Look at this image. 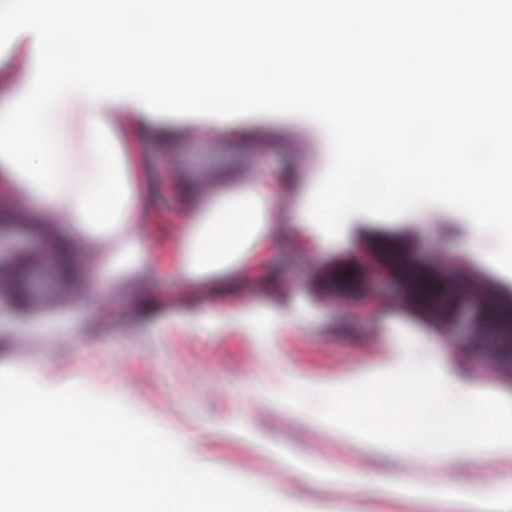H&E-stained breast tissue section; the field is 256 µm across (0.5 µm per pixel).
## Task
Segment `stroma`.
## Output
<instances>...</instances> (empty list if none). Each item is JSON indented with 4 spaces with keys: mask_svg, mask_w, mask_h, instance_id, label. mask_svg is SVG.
<instances>
[{
    "mask_svg": "<svg viewBox=\"0 0 512 512\" xmlns=\"http://www.w3.org/2000/svg\"><path fill=\"white\" fill-rule=\"evenodd\" d=\"M251 137L240 143L221 133L202 135L184 124L173 151L149 143L141 150L152 165L154 210L181 207L166 173L211 189L225 171L248 182L256 169L291 174L283 193L296 207L313 193L330 162L327 136L314 121L276 115L245 118ZM470 221L448 208L425 205L394 220L352 215L341 236L328 239L315 225L290 226L262 253L250 282L238 283L229 299H212V324L186 319V288L164 269L152 268L114 287L96 291L79 278L64 302L43 300L31 314L14 315L0 291V366L40 373L59 387L78 381L89 391L120 399L175 440L191 443L189 459L227 475H247L274 491L301 500L313 512H421L407 498L406 483L445 482L460 488L477 483L485 470L495 488L512 476V461L424 462L411 449L382 452L361 448L348 437L288 415L284 395L292 380H328L375 366L404 343L427 356L436 343L422 307L400 303L394 282L383 285L373 304L355 295L337 297L341 276L362 266L381 242L431 272L437 256L502 282L487 259L496 239L473 241ZM261 306L262 320L245 327L225 319L227 306ZM452 364L488 388L512 393V374L486 348L455 344ZM235 417L267 434L273 447L260 448L225 432ZM331 462L347 480L320 482L291 470L288 454Z\"/></svg>",
    "mask_w": 512,
    "mask_h": 512,
    "instance_id": "35a3bbf8",
    "label": "stroma"
}]
</instances>
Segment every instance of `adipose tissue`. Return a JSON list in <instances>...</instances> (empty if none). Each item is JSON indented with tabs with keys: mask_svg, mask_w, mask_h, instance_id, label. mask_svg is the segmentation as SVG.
Masks as SVG:
<instances>
[{
	"mask_svg": "<svg viewBox=\"0 0 512 512\" xmlns=\"http://www.w3.org/2000/svg\"><path fill=\"white\" fill-rule=\"evenodd\" d=\"M34 42V35L25 32L14 40L11 52L0 53V84L6 86L0 113L25 90L11 83V68L18 58L33 62ZM53 111L58 138L66 147L59 165L61 190L52 196L41 192L0 159V197L24 202L18 212L24 223L44 224L62 216L76 253L94 259L89 269L94 288L139 275L164 254L178 280L203 293L252 271L264 242L289 222L306 221L303 213H289L279 181L262 174L243 184L230 182L228 189L208 196L198 185L186 184L182 190L192 203L179 217L178 237L159 252L138 231L152 178L125 131L141 129L163 140L170 123L126 98L93 103L73 94ZM311 387L324 399L321 409L292 400L289 414L335 429L360 447L415 448L423 460L442 465L512 460V396L457 375L445 345H437L422 361L401 345L372 369L315 381ZM406 493L422 512H442L451 502L460 512H512V479L491 492L436 483L412 484Z\"/></svg>",
	"mask_w": 512,
	"mask_h": 512,
	"instance_id": "adipose-tissue-1",
	"label": "adipose tissue"
}]
</instances>
